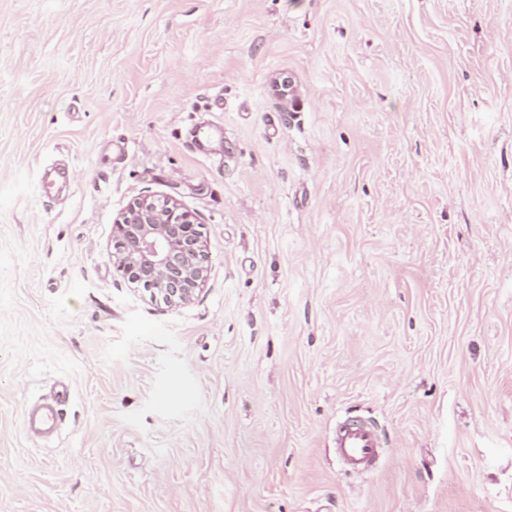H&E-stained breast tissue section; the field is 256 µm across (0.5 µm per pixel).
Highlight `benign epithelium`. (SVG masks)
I'll list each match as a JSON object with an SVG mask.
<instances>
[{
	"instance_id": "obj_1",
	"label": "benign epithelium",
	"mask_w": 512,
	"mask_h": 512,
	"mask_svg": "<svg viewBox=\"0 0 512 512\" xmlns=\"http://www.w3.org/2000/svg\"><path fill=\"white\" fill-rule=\"evenodd\" d=\"M120 237L113 265L130 281L171 306L190 303L208 268L195 218L176 200L135 201L117 220Z\"/></svg>"
}]
</instances>
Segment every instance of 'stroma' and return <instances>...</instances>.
Masks as SVG:
<instances>
[{"label":"stroma","mask_w":512,"mask_h":512,"mask_svg":"<svg viewBox=\"0 0 512 512\" xmlns=\"http://www.w3.org/2000/svg\"><path fill=\"white\" fill-rule=\"evenodd\" d=\"M145 197L187 305L112 263ZM0 512H512V0H0ZM116 224L121 239L112 255L116 269L170 306L190 303L208 272L194 216L171 198L141 199ZM72 397L71 388L60 385L43 402L29 409L25 415L24 430L28 437H50L62 420V406ZM336 455L351 469L371 467L381 448L380 435L376 428L360 419H348L336 427Z\"/></svg>","instance_id":"stroma-1"}]
</instances>
